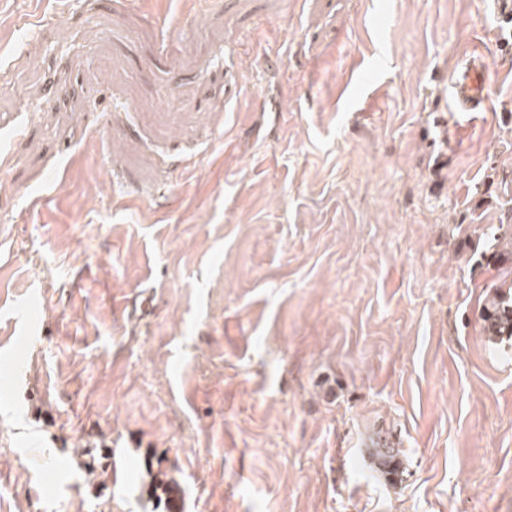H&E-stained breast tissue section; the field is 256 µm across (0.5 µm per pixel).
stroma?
I'll return each instance as SVG.
<instances>
[{
    "mask_svg": "<svg viewBox=\"0 0 512 512\" xmlns=\"http://www.w3.org/2000/svg\"><path fill=\"white\" fill-rule=\"evenodd\" d=\"M511 34L485 0H0V512H512ZM472 65L451 83L454 103L463 112H480L484 109L483 86L487 76L481 56H474ZM484 320L490 340H496L502 336H512V309L505 307L501 302L493 301L484 308ZM372 448L370 449V456L373 465L384 477L395 481L401 472V460L399 456L401 451L399 448H393L387 444H380L375 442L374 438H370Z\"/></svg>",
    "mask_w": 512,
    "mask_h": 512,
    "instance_id": "stroma-1",
    "label": "stroma"
}]
</instances>
